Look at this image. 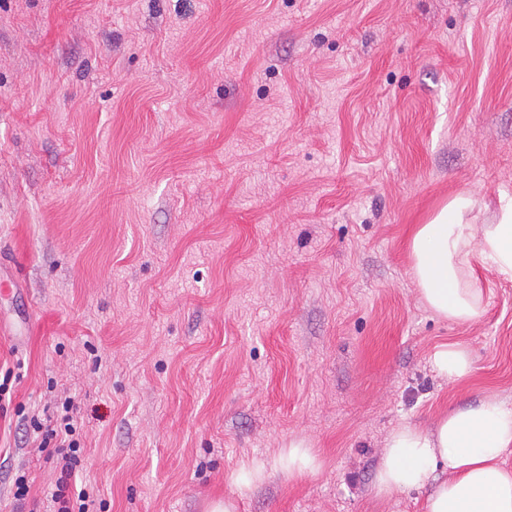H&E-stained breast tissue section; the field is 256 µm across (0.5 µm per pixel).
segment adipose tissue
I'll return each instance as SVG.
<instances>
[{
	"instance_id": "1",
	"label": "adipose tissue",
	"mask_w": 512,
	"mask_h": 512,
	"mask_svg": "<svg viewBox=\"0 0 512 512\" xmlns=\"http://www.w3.org/2000/svg\"><path fill=\"white\" fill-rule=\"evenodd\" d=\"M477 201L462 193L448 201L411 240L419 293L439 318L466 324L484 313L478 261L512 278V199L478 220ZM432 366L456 381L473 368L469 348L440 346ZM512 447V406L489 396L477 405L452 408L433 426L402 423L385 439L375 471L377 495L426 490L423 512H512V470L500 458Z\"/></svg>"
}]
</instances>
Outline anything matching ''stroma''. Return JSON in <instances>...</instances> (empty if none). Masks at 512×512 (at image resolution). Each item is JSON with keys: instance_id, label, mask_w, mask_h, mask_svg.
Returning a JSON list of instances; mask_svg holds the SVG:
<instances>
[{"instance_id": "35a3bbf8", "label": "stroma", "mask_w": 512, "mask_h": 512, "mask_svg": "<svg viewBox=\"0 0 512 512\" xmlns=\"http://www.w3.org/2000/svg\"><path fill=\"white\" fill-rule=\"evenodd\" d=\"M460 193L512 198V0H0V512H49L68 396L101 512H422L389 431L512 404V279L469 324L413 279ZM432 366L438 375L449 381L463 379L473 368L471 351L462 343L442 345L433 353ZM288 475L310 472L319 468L316 457L302 442L292 441L288 444V453L284 461Z\"/></svg>"}]
</instances>
